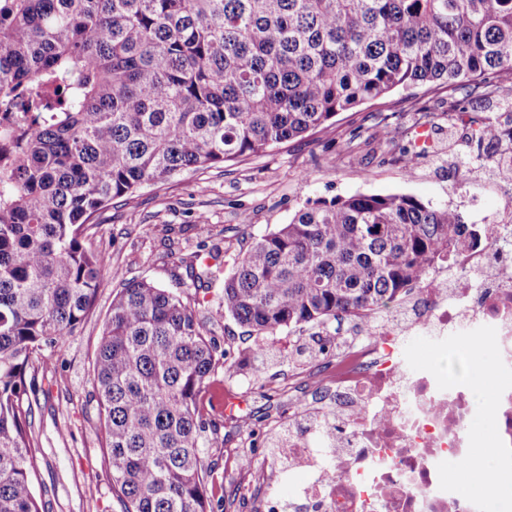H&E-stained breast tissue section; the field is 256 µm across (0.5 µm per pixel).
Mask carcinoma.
I'll return each instance as SVG.
<instances>
[{"mask_svg":"<svg viewBox=\"0 0 512 512\" xmlns=\"http://www.w3.org/2000/svg\"><path fill=\"white\" fill-rule=\"evenodd\" d=\"M425 85L504 97L512 0H0V113L19 115L0 132V512H40L26 367L112 274L84 239L112 200ZM473 134L512 160L497 120ZM481 240L407 194L308 202L234 257L220 306L259 336L362 319ZM227 363L182 295L131 280L112 299L93 381L122 512H224L201 396Z\"/></svg>","mask_w":512,"mask_h":512,"instance_id":"carcinoma-1","label":"carcinoma"}]
</instances>
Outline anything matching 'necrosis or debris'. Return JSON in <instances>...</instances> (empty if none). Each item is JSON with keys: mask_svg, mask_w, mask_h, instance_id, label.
Masks as SVG:
<instances>
[{"mask_svg": "<svg viewBox=\"0 0 512 512\" xmlns=\"http://www.w3.org/2000/svg\"><path fill=\"white\" fill-rule=\"evenodd\" d=\"M402 307L406 318L359 333L334 362H316L301 385H289L293 407L272 425H292L281 453L289 469H308L311 479L285 500L271 490L276 471L253 469L262 487L258 512H476L440 488L437 470L466 456L476 398L412 370L405 339L491 326L512 367V215L485 225L479 249L431 269L426 287Z\"/></svg>", "mask_w": 512, "mask_h": 512, "instance_id": "4bbe7bcc", "label": "necrosis or debris"}]
</instances>
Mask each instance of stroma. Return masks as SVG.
I'll list each match as a JSON object with an SVG mask.
<instances>
[{
	"mask_svg": "<svg viewBox=\"0 0 512 512\" xmlns=\"http://www.w3.org/2000/svg\"><path fill=\"white\" fill-rule=\"evenodd\" d=\"M465 95L462 89L452 97L443 89L396 92L262 155L220 169L186 171L144 185L132 199L113 200L86 231L90 247L111 257V277L101 282L95 306L79 328L51 349L49 362L27 369L39 389L31 433L42 512H121L103 457L92 375L106 314L126 281L145 279L181 294L221 347L236 355L254 346L264 349L261 375L237 356L218 368L205 400L217 407L243 388L257 418L284 417L289 377L313 363L301 350L308 330L249 334L219 308L221 283L193 286L186 272L190 261L215 250L232 257L253 238L288 223L308 201L356 193L408 194L456 210L468 224L482 216L497 218L505 180L484 172L494 189L469 193L460 185L457 166L436 164L438 157L463 152L462 132L449 126L448 115L462 111ZM391 112L397 120L385 138L378 116ZM420 113L432 120L427 154L407 168L401 158L416 137L414 119ZM274 456V447L260 452L231 440L206 449V460L223 483L224 512H253L248 468L269 466Z\"/></svg>",
	"mask_w": 512,
	"mask_h": 512,
	"instance_id": "1",
	"label": "stroma"
}]
</instances>
